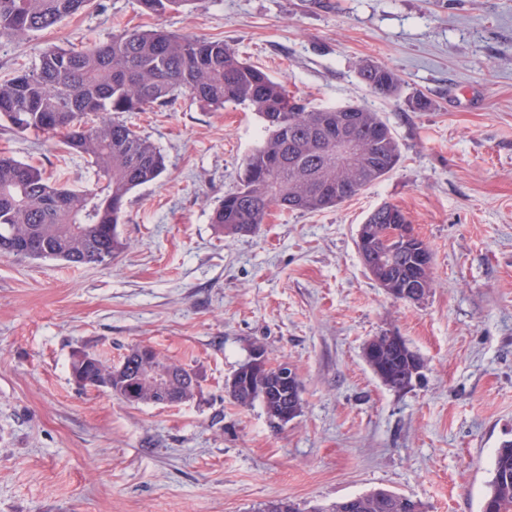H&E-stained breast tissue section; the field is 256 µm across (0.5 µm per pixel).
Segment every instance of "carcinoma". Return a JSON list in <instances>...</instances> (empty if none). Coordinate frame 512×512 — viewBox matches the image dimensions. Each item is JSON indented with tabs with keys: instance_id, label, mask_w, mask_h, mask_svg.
Here are the masks:
<instances>
[{
	"instance_id": "1",
	"label": "carcinoma",
	"mask_w": 512,
	"mask_h": 512,
	"mask_svg": "<svg viewBox=\"0 0 512 512\" xmlns=\"http://www.w3.org/2000/svg\"><path fill=\"white\" fill-rule=\"evenodd\" d=\"M189 0H137L148 13L164 14ZM90 0H0V42H20L63 18L85 10ZM361 81L372 93L393 98L401 79L391 68L367 62ZM187 93L211 111L242 105L263 121L262 144L250 153L236 188L214 209L212 223L229 234L254 233L275 209L319 212L335 207L387 176L400 159L399 142L378 112L364 104L315 108L289 94L287 86L241 59L221 40L163 30L123 28L106 41L87 40L79 48H49L39 62L18 68L0 82V121L16 133L59 138L66 151L90 159L92 182L82 188L52 182L41 168L0 153V256L49 258L68 264H99L124 248L118 226L125 223V199L156 181L165 170L161 152L120 119L173 103ZM346 124L360 146L346 166L336 163L334 146L321 134L323 123ZM412 228L405 212L385 203L371 212L358 245L375 280L392 281L425 296L430 273L418 262L425 242L384 239L390 225ZM413 353L388 335L374 338L365 359L388 365L381 381L401 391L411 385ZM125 371L86 351L73 354L70 374L84 388L119 390L131 405L158 404L151 371L172 372L170 389L178 401L191 398L197 376L150 345L125 355ZM241 407L259 402L274 427L288 424L304 408L301 390L270 397L266 372L245 361L225 386ZM310 512H424L423 504L387 490H375ZM482 512H512V441L499 448Z\"/></svg>"
}]
</instances>
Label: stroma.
Returning <instances> with one entry per match:
<instances>
[{"instance_id": "obj_1", "label": "stroma", "mask_w": 512, "mask_h": 512, "mask_svg": "<svg viewBox=\"0 0 512 512\" xmlns=\"http://www.w3.org/2000/svg\"><path fill=\"white\" fill-rule=\"evenodd\" d=\"M120 23L224 41L314 107L366 104L401 158L337 207L229 235L211 216L265 137L260 117L186 95L125 113L166 165L129 196L127 248L80 267L0 257V512H262L280 499L306 512L379 489L481 512L512 441V0H190L161 16L91 0L0 43V79ZM367 61L399 74L400 97L366 87ZM0 151L72 186L92 178L43 138L0 130ZM385 203L430 250L420 301L390 297L358 252ZM383 334L421 361L405 390L364 359ZM139 344L197 372L193 398L133 406L70 375L75 352L116 362ZM256 345L301 381L303 411L281 428L224 392Z\"/></svg>"}]
</instances>
